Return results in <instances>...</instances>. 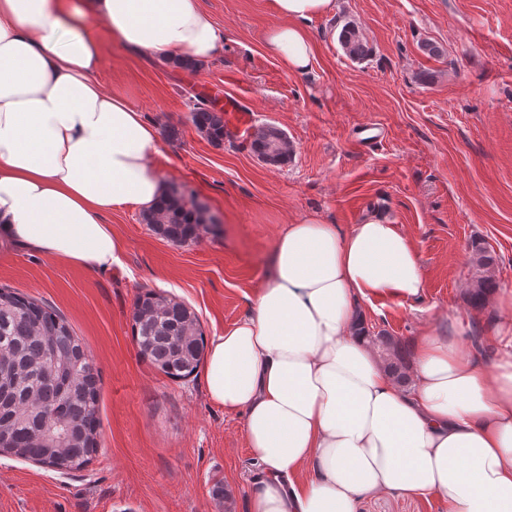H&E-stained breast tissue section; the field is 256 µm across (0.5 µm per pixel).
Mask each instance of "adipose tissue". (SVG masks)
Returning a JSON list of instances; mask_svg holds the SVG:
<instances>
[{
  "label": "adipose tissue",
  "instance_id": "obj_1",
  "mask_svg": "<svg viewBox=\"0 0 512 512\" xmlns=\"http://www.w3.org/2000/svg\"><path fill=\"white\" fill-rule=\"evenodd\" d=\"M266 47L305 72L307 20L335 0H273ZM104 24L127 51L209 61L223 39L200 0H0V244L106 270L121 241L107 218L155 208L156 129L96 74ZM253 311L208 347V398L244 416L263 476L248 512H357L361 496L438 494L449 512H512V292L499 298L492 364L462 346L469 328L424 326L412 384L373 352L358 303L419 297L410 240L378 217L350 229L303 217L272 254Z\"/></svg>",
  "mask_w": 512,
  "mask_h": 512
}]
</instances>
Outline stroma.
<instances>
[{
  "label": "stroma",
  "mask_w": 512,
  "mask_h": 512,
  "mask_svg": "<svg viewBox=\"0 0 512 512\" xmlns=\"http://www.w3.org/2000/svg\"><path fill=\"white\" fill-rule=\"evenodd\" d=\"M335 2L306 23L318 54L304 73L265 47L279 22L272 0H201L224 44L194 71L130 53L97 25V80L157 132L179 130L154 164L218 226L179 246L153 234L140 210L112 212L124 250L107 270L0 247V285L58 311L94 360L101 420L98 451L81 470L0 455V512H248L261 468L243 415L210 401L202 372L174 381L139 356L133 303L145 290L168 292L195 310L205 337L223 334L250 312L278 234L302 216L348 226L374 215L413 244L424 292L361 303L369 334L407 342L427 323L460 320L491 335L494 301L472 307L466 291L475 243L495 258L497 291H512V0ZM347 23L366 39L367 60L344 56ZM426 42L440 55L426 54ZM227 93L247 105L250 129L286 132L288 163L264 164L238 133L220 149L196 134L195 99ZM218 485L232 505L215 497ZM357 512H448V502L382 492Z\"/></svg>",
  "instance_id": "obj_1"
}]
</instances>
